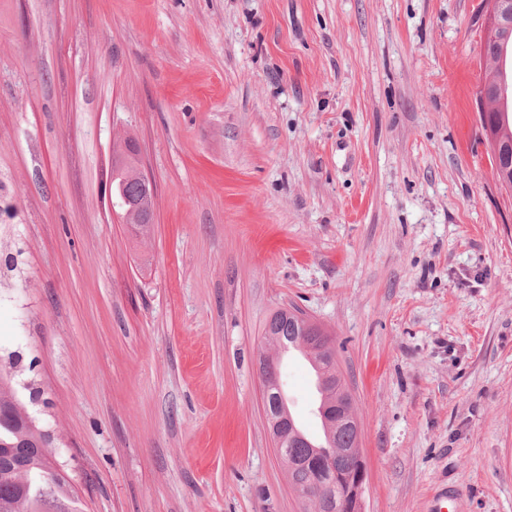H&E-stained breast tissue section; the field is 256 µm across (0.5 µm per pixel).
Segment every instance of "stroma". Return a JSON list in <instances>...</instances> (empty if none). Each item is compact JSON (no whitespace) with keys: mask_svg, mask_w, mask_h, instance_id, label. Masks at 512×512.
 Segmentation results:
<instances>
[{"mask_svg":"<svg viewBox=\"0 0 512 512\" xmlns=\"http://www.w3.org/2000/svg\"><path fill=\"white\" fill-rule=\"evenodd\" d=\"M486 0H0V363L85 512H301L263 327L330 331L363 512H512V189ZM132 137L157 185L110 201ZM311 438L315 378L283 359ZM506 56L507 61L510 59V83L507 69L503 70L498 56L493 52L492 57L490 59H486L487 65L484 83L491 85V90H494L500 82H505V79L508 85L505 82V96L499 97L495 92L489 96L487 106L490 108L491 112L480 111L479 116L481 128L484 131L485 137L487 138L486 130L489 129L491 135L501 145L500 156L498 157L495 151L493 153L495 168L497 170V179L502 184L512 187V29L509 35L508 45L506 47L505 57ZM483 113H487L486 119L488 120V125H486ZM135 168L136 166L133 163L132 156L129 157V160L122 157L118 163H112V185L116 186L117 184H125L129 197L132 201H135L139 191V183L141 189V197L139 201L140 212L142 217H144L150 224L129 223L130 219L126 215V212H128L129 209H127L126 212L122 211V214H125L126 224H130V226H132V231L136 236H145L149 233L151 224H154L153 199L156 192V184L141 167L137 168L136 180L138 182L136 180L131 181L130 174Z\"/></svg>","mask_w":512,"mask_h":512,"instance_id":"stroma-1","label":"stroma"}]
</instances>
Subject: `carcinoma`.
I'll return each instance as SVG.
<instances>
[{
    "label": "carcinoma",
    "mask_w": 512,
    "mask_h": 512,
    "mask_svg": "<svg viewBox=\"0 0 512 512\" xmlns=\"http://www.w3.org/2000/svg\"><path fill=\"white\" fill-rule=\"evenodd\" d=\"M508 78L497 55L486 60L484 82L491 88ZM506 95L489 96L490 112L480 118L482 130L501 145V154L494 157L497 179L512 187V82L505 87ZM133 160L121 159L112 165V185L124 184L131 199H136L138 182L130 179L134 171ZM265 342L280 353L297 348L302 353L315 376L326 378L325 385L316 389V412L323 427V438L316 442L301 429L293 416H288V428L276 449L282 463L286 464L288 482L298 493L304 512H336V503L345 495L350 481L356 479L361 467L353 453L357 447V433L348 418L343 416L348 401L352 400L337 368L336 353L331 336L313 329L307 319L291 309L279 308L267 320L264 328ZM16 374L0 365V449L32 448L41 441L37 426L24 420L28 413L15 384ZM335 456L334 468L327 467L315 456L316 450ZM52 459L49 449L38 456L21 460L0 459V512H81L67 479L56 485L43 478L44 467Z\"/></svg>",
    "instance_id": "carcinoma-1"
}]
</instances>
